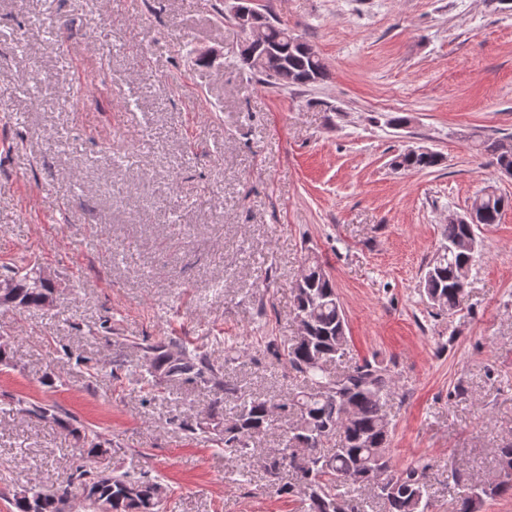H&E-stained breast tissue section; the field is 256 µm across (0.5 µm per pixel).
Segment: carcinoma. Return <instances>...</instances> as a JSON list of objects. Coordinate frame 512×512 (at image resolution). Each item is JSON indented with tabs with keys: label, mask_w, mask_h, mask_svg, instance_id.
Returning <instances> with one entry per match:
<instances>
[{
	"label": "carcinoma",
	"mask_w": 512,
	"mask_h": 512,
	"mask_svg": "<svg viewBox=\"0 0 512 512\" xmlns=\"http://www.w3.org/2000/svg\"><path fill=\"white\" fill-rule=\"evenodd\" d=\"M288 25L272 14H265V37L269 50L257 55L240 46L244 65L271 87L308 86L327 78L320 58L309 55L305 44L288 48ZM498 168L512 169V150L499 152L498 141L484 146ZM399 170L422 171L440 164L436 153L401 154L393 161ZM504 197L484 192L474 198L471 208L481 216V224L450 220L443 225L442 240L435 257L426 265L421 281L423 293L432 308L454 314L463 299L462 284L478 254L480 225L498 223ZM51 281L39 275V268L14 267L0 272V307L16 310L44 308L54 299ZM296 315L305 332L273 347V353L305 382L303 390L278 401L251 396L243 399L237 388L224 380L206 355L177 341L147 344L144 351L145 373L170 381L200 380L224 393L222 402L236 403L231 419L211 409L192 431L209 433L224 444L228 454L243 453L254 437L268 430L279 415L288 421L280 456L264 462V469L277 483L280 494L302 496L306 512H367L355 493L373 490V499L381 512H429L427 494L428 466L396 469L387 450L392 428L386 405L395 388L390 368L363 359L354 363L347 375L339 378L328 363L344 356L347 345V321L336 286L322 262L310 258L302 284L295 288ZM81 441L80 452L93 457L106 449L71 429ZM501 470L494 482H481L466 488L457 497L456 512H480L487 499L512 491V443L498 449ZM383 470L387 482L369 483L370 472ZM289 472L292 480L280 482ZM87 512H163L166 488L148 476L134 477L118 468L103 474L76 467ZM73 482L66 479L51 489L18 486L10 503L14 512H69Z\"/></svg>",
	"instance_id": "obj_1"
}]
</instances>
